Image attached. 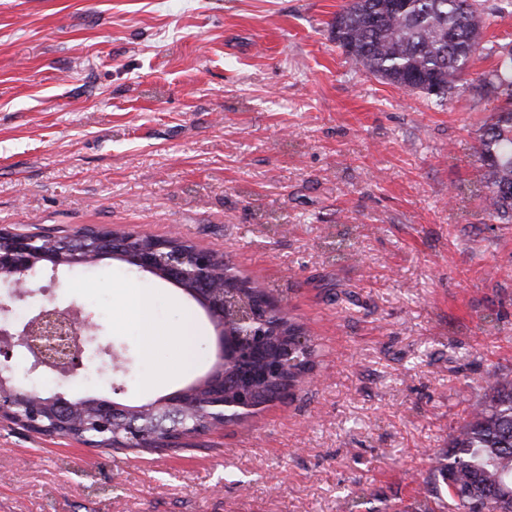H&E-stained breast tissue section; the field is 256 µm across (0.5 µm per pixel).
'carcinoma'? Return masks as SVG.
Instances as JSON below:
<instances>
[{
	"instance_id": "obj_1",
	"label": "carcinoma",
	"mask_w": 512,
	"mask_h": 512,
	"mask_svg": "<svg viewBox=\"0 0 512 512\" xmlns=\"http://www.w3.org/2000/svg\"><path fill=\"white\" fill-rule=\"evenodd\" d=\"M348 0L336 14V44L365 73L407 92L426 91L430 81L446 91L456 87L460 73L478 50L486 21L479 0ZM482 81L498 90L490 118L478 129V160L483 167L487 210L501 220L512 219V56L484 75ZM219 298L235 294L245 303L254 296L270 300L271 327L264 354L276 359L281 346L293 350L288 365V389L312 373L315 345L303 327L287 316L278 300L264 288L224 265V274L211 282ZM488 392L470 405L468 419L451 435L448 449L431 457L414 512H434L440 487L448 490V512H512V379L487 376ZM257 404L273 402L284 392L256 381ZM164 415L141 427L134 448H151L176 435L198 434L212 427L236 423L254 414L238 406L235 393L224 398V409L200 406L194 410L162 406ZM89 444L109 445L112 430L101 431L90 413L73 427Z\"/></svg>"
}]
</instances>
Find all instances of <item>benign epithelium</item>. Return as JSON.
<instances>
[{
	"label": "benign epithelium",
	"instance_id": "obj_1",
	"mask_svg": "<svg viewBox=\"0 0 512 512\" xmlns=\"http://www.w3.org/2000/svg\"><path fill=\"white\" fill-rule=\"evenodd\" d=\"M91 239L98 253V262L118 257L153 276L165 271L169 273L167 280L172 283L177 277L193 276L196 284L191 290V298L204 306L214 325L217 359L238 366L247 356H260L261 351L247 348V343L262 326V319L251 311L238 314L235 331H224V299L214 298L209 289L215 262L213 254L197 249L188 259L179 251L163 252L167 248L164 243L144 250L139 245V235L116 234L98 227L86 229L85 240ZM44 262L51 263L54 269L59 266V260L37 247L36 239L29 235L13 233L9 246L0 247V269L18 275V279L11 284L13 295L18 298L28 293L27 270ZM85 326L87 323L77 318L65 320L55 310L48 308L42 309L20 327L7 318H0V417L24 408L28 414L26 424L33 429L42 428L39 420L48 413L58 430H71L78 412L86 407V400H68L60 394L38 397L17 388L10 376L11 359L14 348L23 345L30 352L31 369L49 368L64 377L71 376L83 366L87 338L79 337V332ZM224 382L222 370L210 375L207 381L211 399L221 406L224 405ZM93 407L96 423L103 428L112 427V413L118 405L107 400L97 401Z\"/></svg>",
	"mask_w": 512,
	"mask_h": 512
}]
</instances>
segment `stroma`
I'll use <instances>...</instances> for the list:
<instances>
[{
	"instance_id": "35a3bbf8",
	"label": "stroma",
	"mask_w": 512,
	"mask_h": 512,
	"mask_svg": "<svg viewBox=\"0 0 512 512\" xmlns=\"http://www.w3.org/2000/svg\"><path fill=\"white\" fill-rule=\"evenodd\" d=\"M346 0H0V229L180 237L273 291L323 348L309 382L175 450L0 419V512H412L484 378L512 376V221L483 202L478 78L512 47L483 0L445 98L363 73ZM11 321L77 312L101 398L141 405L215 362L177 286L118 259L44 268ZM147 323L119 320L133 289Z\"/></svg>"
}]
</instances>
